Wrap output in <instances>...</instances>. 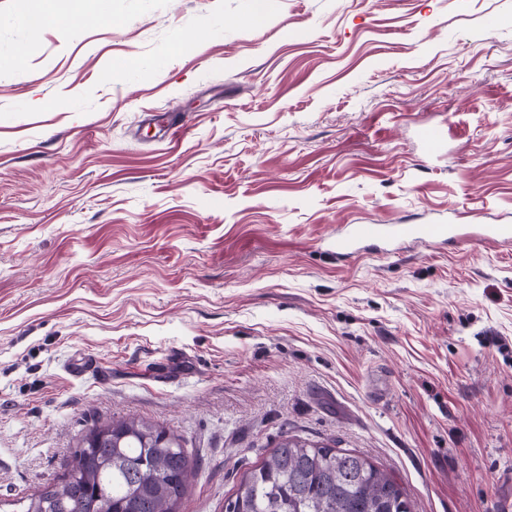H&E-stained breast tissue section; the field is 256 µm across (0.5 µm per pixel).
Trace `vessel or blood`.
Instances as JSON below:
<instances>
[{"mask_svg":"<svg viewBox=\"0 0 512 512\" xmlns=\"http://www.w3.org/2000/svg\"><path fill=\"white\" fill-rule=\"evenodd\" d=\"M458 234L459 228L454 224H351L336 237L332 248L336 254L350 255L360 245L377 241L398 238L433 242Z\"/></svg>","mask_w":512,"mask_h":512,"instance_id":"vessel-or-blood-1","label":"vessel or blood"}]
</instances>
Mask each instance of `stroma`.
<instances>
[{
	"label": "stroma",
	"mask_w": 512,
	"mask_h": 512,
	"mask_svg": "<svg viewBox=\"0 0 512 512\" xmlns=\"http://www.w3.org/2000/svg\"><path fill=\"white\" fill-rule=\"evenodd\" d=\"M34 6L0 0V507L134 415L200 460L182 512L288 436L512 512V0ZM363 223L465 237L336 257Z\"/></svg>",
	"instance_id": "stroma-1"
}]
</instances>
